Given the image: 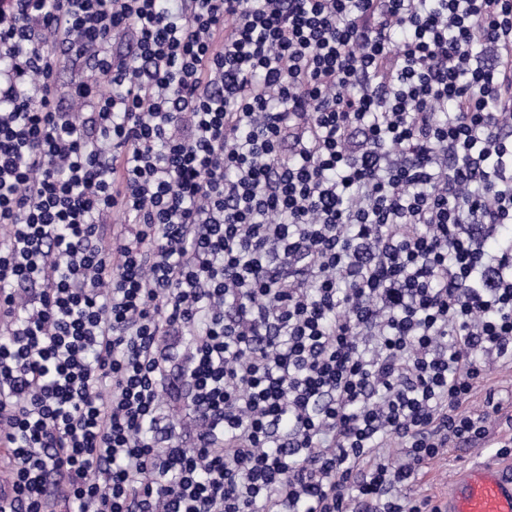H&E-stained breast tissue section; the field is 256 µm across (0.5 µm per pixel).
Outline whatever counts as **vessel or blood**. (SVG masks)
<instances>
[{
	"mask_svg": "<svg viewBox=\"0 0 512 512\" xmlns=\"http://www.w3.org/2000/svg\"><path fill=\"white\" fill-rule=\"evenodd\" d=\"M447 512H512V472L493 462L462 468L453 480Z\"/></svg>",
	"mask_w": 512,
	"mask_h": 512,
	"instance_id": "b4317fda",
	"label": "vessel or blood"
}]
</instances>
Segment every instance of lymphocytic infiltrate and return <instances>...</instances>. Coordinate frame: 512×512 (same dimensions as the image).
Returning <instances> with one entry per match:
<instances>
[{
  "instance_id": "f902f5d3",
  "label": "lymphocytic infiltrate",
  "mask_w": 512,
  "mask_h": 512,
  "mask_svg": "<svg viewBox=\"0 0 512 512\" xmlns=\"http://www.w3.org/2000/svg\"><path fill=\"white\" fill-rule=\"evenodd\" d=\"M0 54V512H443L512 406L461 410L512 364V0H7Z\"/></svg>"
}]
</instances>
